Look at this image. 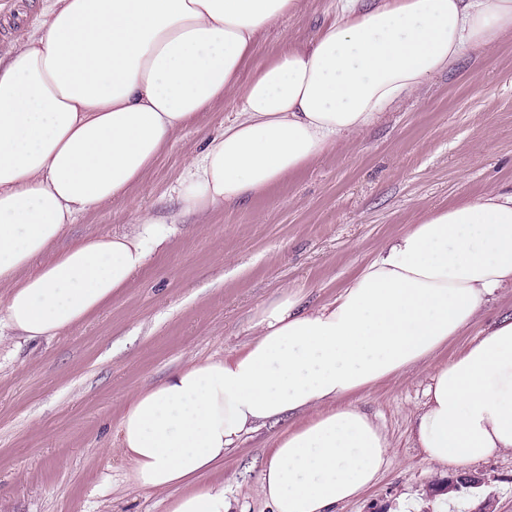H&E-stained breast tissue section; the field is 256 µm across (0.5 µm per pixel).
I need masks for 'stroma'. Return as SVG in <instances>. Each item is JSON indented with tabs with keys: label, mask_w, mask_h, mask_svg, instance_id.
<instances>
[{
	"label": "stroma",
	"mask_w": 512,
	"mask_h": 512,
	"mask_svg": "<svg viewBox=\"0 0 512 512\" xmlns=\"http://www.w3.org/2000/svg\"><path fill=\"white\" fill-rule=\"evenodd\" d=\"M43 0H0V53L42 19ZM332 0H304L259 39L258 58L310 42L333 20ZM234 110L224 98L184 130L143 182L71 225L63 246L125 230L145 212L166 242L151 251L119 296L62 335L0 343V512H167L166 494L138 487L110 442L131 394L190 357L221 355L252 337L263 309L284 291L331 300L388 237L430 209L512 188V31L483 53L464 52L414 96L382 113L364 134L242 205L212 210L207 223H168L182 166ZM430 366L351 395L385 430L390 464L340 512H420L448 486L466 512H512V453L455 478L416 448L412 417ZM277 428L246 436L224 454L220 483L232 512H271L258 477Z\"/></svg>",
	"instance_id": "stroma-1"
}]
</instances>
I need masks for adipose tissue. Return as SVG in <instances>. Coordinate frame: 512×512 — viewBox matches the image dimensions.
Masks as SVG:
<instances>
[{"label":"adipose tissue","mask_w":512,"mask_h":512,"mask_svg":"<svg viewBox=\"0 0 512 512\" xmlns=\"http://www.w3.org/2000/svg\"><path fill=\"white\" fill-rule=\"evenodd\" d=\"M303 0H44L0 56V341L52 338L98 312L160 245L151 216L57 251L70 224L141 183L222 97L233 116L172 190L207 218L364 133L467 50L512 30V0H336L304 47L254 63L262 30ZM254 73L247 84L238 75ZM512 289V191L426 213L331 301L271 302L242 348L195 357L131 396L113 442L169 512H228L200 477L244 436L295 415L259 479L273 512H336L388 463L381 427L343 398L415 369ZM425 458L461 474L512 452V317L435 367L413 417Z\"/></svg>","instance_id":"obj_1"}]
</instances>
